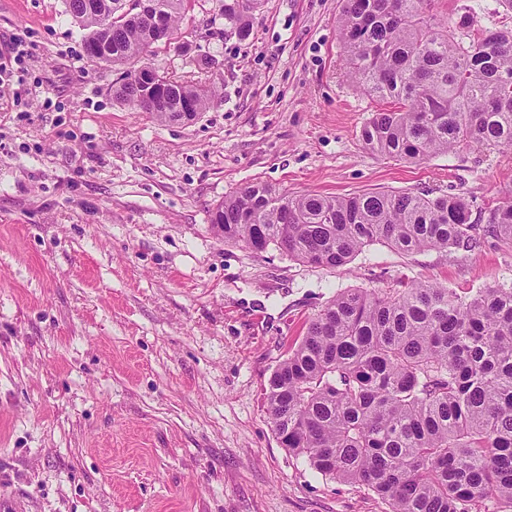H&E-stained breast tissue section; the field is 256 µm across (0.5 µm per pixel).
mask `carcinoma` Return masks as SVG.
I'll return each mask as SVG.
<instances>
[{"label":"carcinoma","instance_id":"obj_1","mask_svg":"<svg viewBox=\"0 0 512 512\" xmlns=\"http://www.w3.org/2000/svg\"><path fill=\"white\" fill-rule=\"evenodd\" d=\"M110 21L121 0H65L96 63L140 62L158 26L176 40L196 0H147ZM432 0H343L336 19L346 76L387 101L361 139L419 162L462 146L512 147V28L431 12ZM249 0H221L247 35ZM113 98L164 122L199 116L215 91L138 67ZM463 193L288 194L254 182L209 214L224 241L273 246L343 268L367 245L414 254L472 248L488 233L512 247V186L478 219ZM281 445L315 472L366 487L390 512H512V288L460 294L429 282L391 292L339 291L311 319L266 389Z\"/></svg>","mask_w":512,"mask_h":512}]
</instances>
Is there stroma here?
Segmentation results:
<instances>
[{"label": "stroma", "instance_id": "1", "mask_svg": "<svg viewBox=\"0 0 512 512\" xmlns=\"http://www.w3.org/2000/svg\"><path fill=\"white\" fill-rule=\"evenodd\" d=\"M342 0H261L250 34L198 0L152 67L214 86L190 124L112 98L64 0H0V503L11 512H388L359 485L280 445L266 389L338 291L408 281L512 288V249L405 255L375 243L344 269L225 243L208 211L261 181L288 193H465L474 212L512 185V147L418 163L360 130L383 102L342 74ZM479 28L498 0H434ZM213 58L209 71L200 56Z\"/></svg>", "mask_w": 512, "mask_h": 512}]
</instances>
